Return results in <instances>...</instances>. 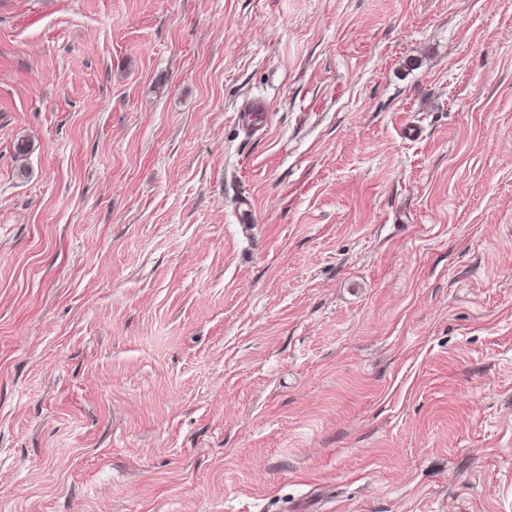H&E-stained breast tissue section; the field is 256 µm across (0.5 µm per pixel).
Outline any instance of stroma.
<instances>
[{"instance_id": "obj_1", "label": "stroma", "mask_w": 512, "mask_h": 512, "mask_svg": "<svg viewBox=\"0 0 512 512\" xmlns=\"http://www.w3.org/2000/svg\"><path fill=\"white\" fill-rule=\"evenodd\" d=\"M0 512H512V0H0Z\"/></svg>"}]
</instances>
